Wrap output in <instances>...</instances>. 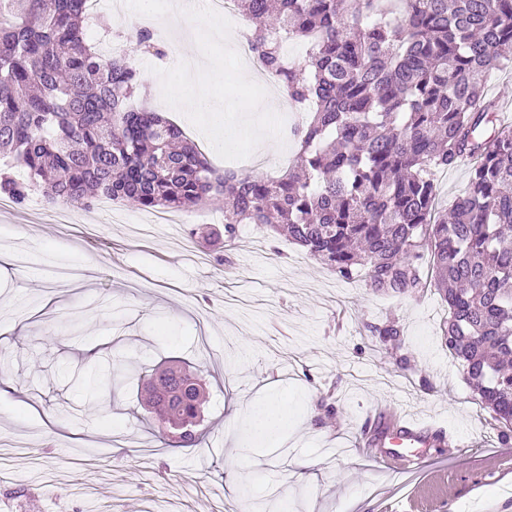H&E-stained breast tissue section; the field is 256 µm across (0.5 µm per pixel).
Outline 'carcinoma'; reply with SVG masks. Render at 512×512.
Returning <instances> with one entry per match:
<instances>
[{
    "instance_id": "1",
    "label": "carcinoma",
    "mask_w": 512,
    "mask_h": 512,
    "mask_svg": "<svg viewBox=\"0 0 512 512\" xmlns=\"http://www.w3.org/2000/svg\"><path fill=\"white\" fill-rule=\"evenodd\" d=\"M253 56L312 109L277 178L219 171L142 93L126 56L86 39L87 0H0V198L88 208L96 194L140 209L224 203L238 225L268 227L340 277L416 295L425 268L448 304L444 345L477 403L512 442V128L496 127L488 77L512 55V0H236ZM302 41L293 57L283 45ZM136 48L156 56L149 31ZM476 158L467 192L437 207L434 174ZM400 343L396 318L370 327ZM124 363L102 386L120 389ZM141 401L168 445L192 448L209 394L189 365L144 375Z\"/></svg>"
}]
</instances>
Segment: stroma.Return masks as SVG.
Here are the masks:
<instances>
[{
	"label": "stroma",
	"instance_id": "obj_1",
	"mask_svg": "<svg viewBox=\"0 0 512 512\" xmlns=\"http://www.w3.org/2000/svg\"><path fill=\"white\" fill-rule=\"evenodd\" d=\"M34 195L0 209V241L30 278L0 279V435L22 440L0 512H512V446L474 401L442 343L448 307L339 278L284 239L255 248L240 225L229 263L188 230L217 237L216 205L177 212L140 236L146 211L96 200L61 223ZM394 317L404 345L369 328ZM103 357L194 366L210 399L194 448L168 447L137 382L89 390ZM286 403L279 441L251 438L243 415L266 395ZM386 409L375 417L376 406ZM410 415L436 439L419 466L380 460V435Z\"/></svg>",
	"mask_w": 512,
	"mask_h": 512
}]
</instances>
